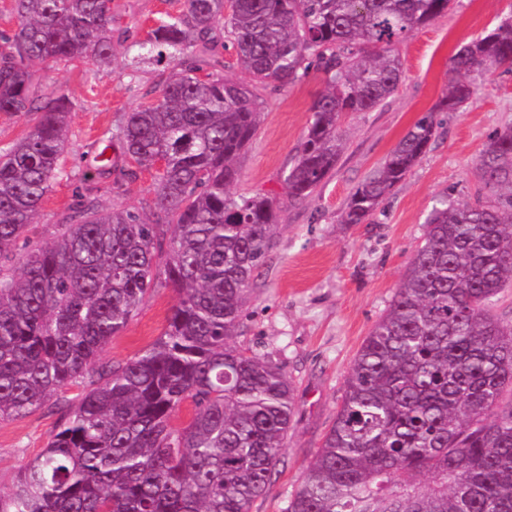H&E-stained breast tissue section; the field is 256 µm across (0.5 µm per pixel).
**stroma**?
<instances>
[{
  "label": "stroma",
  "instance_id": "1",
  "mask_svg": "<svg viewBox=\"0 0 512 512\" xmlns=\"http://www.w3.org/2000/svg\"><path fill=\"white\" fill-rule=\"evenodd\" d=\"M181 8L182 0H112L111 67L100 69L89 61L35 66L38 83L60 89L72 111L62 175L15 246L11 265H18L29 244L51 241L71 216L79 193L90 194L100 210L130 208L152 219L154 175L136 170L112 134L128 112L157 98L170 74L166 66H150L129 78L128 55ZM511 11L512 0H452L447 14L416 30L399 48L403 78L397 93L376 111L343 116L345 146L336 169L304 203L289 200L283 174L296 159L310 107L324 88L323 76L313 71L288 87L259 89V129L239 162L233 190L275 193L280 225L250 292L239 342L283 368L294 387L296 413L271 489L255 501L252 512H286L289 495L336 418L357 351L424 241L434 197L449 192L459 199L473 198L480 151L495 132L512 127V72L492 66L474 76L477 99L440 113L428 153L392 189L370 223H343L351 193L410 127L434 110L455 51ZM131 169L136 178H127ZM175 301L172 288H157L113 337L104 360L129 359L155 341ZM58 423V414L47 408L0 420V490L13 485Z\"/></svg>",
  "mask_w": 512,
  "mask_h": 512
}]
</instances>
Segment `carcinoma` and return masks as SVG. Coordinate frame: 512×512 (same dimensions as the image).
I'll use <instances>...</instances> for the list:
<instances>
[{
	"mask_svg": "<svg viewBox=\"0 0 512 512\" xmlns=\"http://www.w3.org/2000/svg\"><path fill=\"white\" fill-rule=\"evenodd\" d=\"M112 0H13L0 32V113H36L0 153V258L53 182L70 101L31 64H112ZM451 0H184L133 61L179 68L117 128L124 153L156 172L149 223L77 195L74 215L19 267L0 264V419L60 413L43 450L0 491V512H251L265 496L295 415L282 368L234 345L279 227L276 199L235 194L259 125L257 89L320 71L325 87L294 164L303 203L332 175L347 112L398 89V52ZM249 80L197 75L217 31ZM512 67V13L459 47L448 92L351 193L343 223L368 224L436 136L437 113L475 98L469 80ZM472 201L446 192L386 313L364 340L336 419L286 512H512V129L476 161ZM177 300L162 334L126 361L102 354L160 286ZM78 393L67 397L70 388ZM191 418L176 423L185 403Z\"/></svg>",
	"mask_w": 512,
	"mask_h": 512,
	"instance_id": "1",
	"label": "carcinoma"
}]
</instances>
